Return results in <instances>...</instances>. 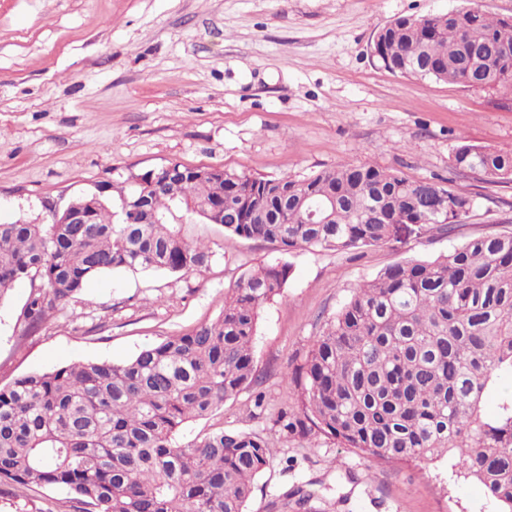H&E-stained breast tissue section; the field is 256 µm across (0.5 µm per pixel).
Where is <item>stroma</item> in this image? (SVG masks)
Wrapping results in <instances>:
<instances>
[{"label":"stroma","instance_id":"stroma-1","mask_svg":"<svg viewBox=\"0 0 512 512\" xmlns=\"http://www.w3.org/2000/svg\"><path fill=\"white\" fill-rule=\"evenodd\" d=\"M475 7L512 18V0H0V222L48 224L102 184L178 162L302 178L371 163L477 194L447 234L403 236L357 251H281L184 224L207 245L190 273L113 271L18 341L30 292L0 301V385L84 360L131 358L141 348L216 319L224 295L251 269L288 264L279 295L260 309L257 384L179 440L219 428L259 431L252 396L297 403L288 379L360 284L412 258H432L477 233L512 232V182L456 175L459 137L512 148V100L496 90L403 77L370 56L380 28L406 15ZM310 491L313 512H496L448 460L377 461L318 435L280 440L256 479L248 512H283V493ZM64 489L0 484V512H79Z\"/></svg>","mask_w":512,"mask_h":512}]
</instances>
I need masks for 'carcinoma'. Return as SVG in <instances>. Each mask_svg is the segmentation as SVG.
<instances>
[{"mask_svg": "<svg viewBox=\"0 0 512 512\" xmlns=\"http://www.w3.org/2000/svg\"><path fill=\"white\" fill-rule=\"evenodd\" d=\"M376 59L401 76L512 97V20L479 9L401 16L379 31ZM452 167L478 182L512 180V150L461 140ZM173 162L141 201L155 224H126L102 196L89 224H0V300L26 279L23 334L41 327L97 276L120 269L193 272L210 252L175 216L220 209L228 235L348 251L384 244L403 224L445 233L477 195L374 164L307 177H224ZM288 279L285 264L253 269L210 322L130 359L74 362L0 386V483L61 488L82 512H247L255 478L282 438L313 433L382 461L435 460L481 484L512 512V233H484L435 259L387 267L356 288L291 374L300 403L273 412L266 432L222 429L180 443L249 386L259 308ZM497 392L493 414L484 411ZM301 512L312 494L285 495Z\"/></svg>", "mask_w": 512, "mask_h": 512, "instance_id": "cac0c4a2", "label": "carcinoma"}]
</instances>
